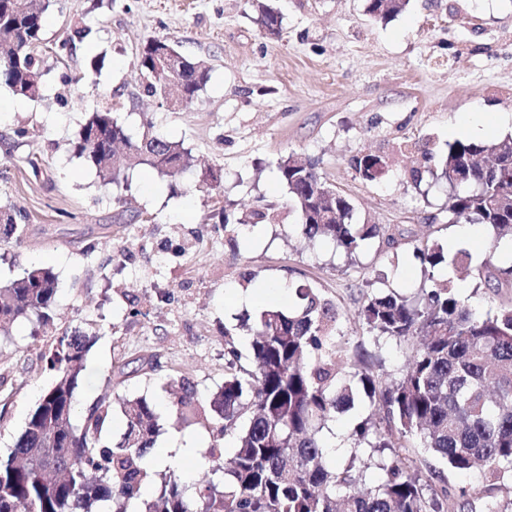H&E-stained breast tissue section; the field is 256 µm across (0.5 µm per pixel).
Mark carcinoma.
<instances>
[{
	"instance_id": "obj_1",
	"label": "carcinoma",
	"mask_w": 512,
	"mask_h": 512,
	"mask_svg": "<svg viewBox=\"0 0 512 512\" xmlns=\"http://www.w3.org/2000/svg\"><path fill=\"white\" fill-rule=\"evenodd\" d=\"M51 0H0V84L13 94L42 95L43 14ZM406 0H368L367 12L386 20ZM255 23L265 34L280 33L279 12L254 0ZM172 48L166 38L148 40L139 52L142 93L165 99L173 93L191 103L210 79L204 59L181 56L171 74L159 65ZM74 153L106 184L147 165L161 176L182 173L190 157L182 143L167 139L145 120L133 140L109 109L93 111L81 126ZM379 158L356 159L355 170L367 181L378 176ZM298 226L310 240L326 239L348 258L380 236V224H356L354 207L318 172L317 164L293 156L277 164ZM438 179L448 182V219L453 224H484L512 237V143L448 144ZM266 204L238 219L257 225L270 218ZM19 214L0 206L6 235L21 238L26 225ZM426 281L416 295L382 290L367 295L358 318L375 341L421 343L407 355L402 375L389 383L374 372L361 348L348 354L335 305L307 284L295 288L297 305L263 310L250 331L249 363L233 338L225 340L224 386L202 399L188 388L176 401L179 424L206 421L212 428L209 465L187 488L175 470L160 484L155 501L143 512H464L470 493L448 490L411 471L418 446L458 470L476 466L498 483L500 498L485 512L512 507V305L481 314L454 292L443 268L471 264L461 251L447 260L442 248L424 242L414 248ZM495 253L467 270L486 283L512 287V265L498 267ZM58 279L53 270L32 266L0 283V335L15 323L32 324L30 336H49L46 368L53 385L29 413L13 450L0 458V512H128L129 502L153 481L147 462L158 430L150 400L118 398L125 417L122 439L104 437L113 401L101 397L78 411L77 389L85 371L91 337L85 331L55 325ZM361 394L379 415L358 421L352 436L363 467L338 466L328 459L319 437L327 421ZM234 433L235 452L221 465L224 436ZM391 449L388 456L375 453ZM376 464L385 480L350 491L363 481V469Z\"/></svg>"
}]
</instances>
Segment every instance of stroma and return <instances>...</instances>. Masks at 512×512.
<instances>
[{"label":"stroma","mask_w":512,"mask_h":512,"mask_svg":"<svg viewBox=\"0 0 512 512\" xmlns=\"http://www.w3.org/2000/svg\"><path fill=\"white\" fill-rule=\"evenodd\" d=\"M282 32L255 24L251 0H57L44 14L40 99L0 85V205L24 217L22 240L0 231V279L34 265L59 279L57 323L96 337L78 392L87 406L105 389L146 397L156 406L154 451L174 436L201 437L194 461L178 467L185 485L213 436L208 424L177 425L181 387L209 397L224 383V335L241 352L251 338L242 324L288 294L273 285L307 283L336 306L348 349L372 347L356 313L363 296L385 286L410 294L424 275L416 243L446 257L488 255L497 235L459 236L448 221V188L435 182L461 122L489 120L485 140L512 137L496 118L512 114V0H408L397 15L371 18L367 0H274ZM87 30L72 55L52 43ZM155 37L185 56L207 60L211 77L188 107L173 111L140 93L138 54ZM102 60L100 71L91 61ZM112 109L130 136L143 120L182 141L192 166L175 178L141 166L103 184L72 148L90 112ZM26 128L25 138L14 135ZM316 162L328 184L354 206L358 224H382L394 243L376 238L346 264L327 240L309 241L276 177L289 154ZM380 156V180H363L353 162ZM36 159L40 176L29 172ZM423 174L414 183L413 169ZM229 221L214 223V193ZM274 203V217L251 228L238 219ZM454 286L478 312L512 304V287L470 276ZM18 323L0 336V456L14 447L30 410L54 376L43 359L50 342ZM363 398L340 410L321 432L340 439L348 462L353 424L370 415ZM449 488L470 489L473 506L492 493L484 471H461L431 459Z\"/></svg>","instance_id":"stroma-1"}]
</instances>
